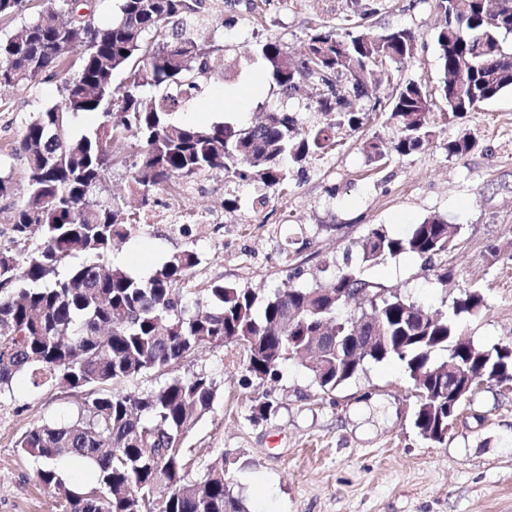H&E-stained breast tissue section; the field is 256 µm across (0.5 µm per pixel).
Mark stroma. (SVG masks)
Returning <instances> with one entry per match:
<instances>
[{
    "label": "stroma",
    "instance_id": "35a3bbf8",
    "mask_svg": "<svg viewBox=\"0 0 512 512\" xmlns=\"http://www.w3.org/2000/svg\"><path fill=\"white\" fill-rule=\"evenodd\" d=\"M376 2L374 28L405 27L418 37L402 79L436 85L435 0ZM203 6L213 22L200 34L222 37L225 51L211 61L206 103L190 112L193 121L224 111L229 89L240 94L232 112L238 119L282 105L299 108L305 94L283 97L270 89L260 64H248L256 41L276 37L297 57L310 28L340 25L349 12L348 0H326L321 7L315 0H270L259 16L243 4L219 8L203 0ZM57 86L51 80L32 90L0 92V148L18 141L25 121L57 99ZM383 122L373 116L364 133H352L334 153L291 167L287 198L269 197L258 211L224 204L234 195H255L252 183L195 177L183 211L211 218L206 232L194 224H142L113 249L107 264L119 267L128 258L154 268L168 254L190 248L201 262L189 285L199 290L224 282L265 292L288 284L296 266L304 270L300 285L312 286L332 279V261L354 249L370 225L403 235L437 215L462 227L459 248L444 259L447 284L411 255L368 269V277L433 308L480 289L486 308L465 318L463 331L481 346L512 345V91L461 118L438 120L427 149L376 166L362 153L360 139L384 133ZM464 133L475 147L448 155V141ZM293 236L306 239L308 248L285 252ZM201 369L215 374L221 396L185 442L191 476L200 478L211 460L223 457L249 512H512V389L504 385L481 384L445 441L435 444L414 427L416 392L395 360L365 363L329 394L293 361L263 387L246 385L232 343L200 349L180 372ZM266 394L275 400V412L253 418L255 401ZM79 399L65 387L33 389L23 375L0 396V512H61L55 490L38 479L36 461L15 443L35 425L68 417Z\"/></svg>",
    "mask_w": 512,
    "mask_h": 512
}]
</instances>
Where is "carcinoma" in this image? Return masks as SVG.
<instances>
[{
  "mask_svg": "<svg viewBox=\"0 0 512 512\" xmlns=\"http://www.w3.org/2000/svg\"><path fill=\"white\" fill-rule=\"evenodd\" d=\"M30 2L0 0V19L16 22L0 34V87L34 89L76 72L61 80L58 100L25 121L6 152L24 160L26 186L22 203L10 206V232L35 246L0 249V395L18 374L35 389L81 393L68 420L35 425L16 441L42 463L38 478L57 490L64 512H153L160 488L168 491L161 512H248L224 460L189 478L185 441L213 410L217 379L201 371L174 375L158 388L125 387L181 367L200 343L238 345L248 379L260 383L297 361L325 394L369 361L396 359L417 392L414 427L436 443L448 435L451 392L461 388L469 396L483 382L512 379V347L478 346L460 328L462 317L485 308L482 292H465L449 310L426 309L385 293L365 274L410 254L447 284L440 259L460 244L462 227L437 215L402 236L374 224L360 241L359 263L338 269L330 283L289 285L262 299L249 288L214 283L209 300L190 307L192 289L183 283L199 259L188 249L146 278L102 263L155 204V189L176 177L222 175L283 193L290 165L334 150L342 132L364 128L377 113L389 133L362 142L370 161L424 149L436 135L437 102L460 117L512 91V53L501 41L512 34V0H495L488 13L483 0H436L444 22L434 33L441 60L434 88L401 80L400 65L417 51L416 34L371 31L366 22L378 7L361 0H351L343 27L311 29L301 57L267 37L248 62L260 60L284 96L308 86L305 109L314 118L275 110L240 125L176 118L202 102L210 61L224 54V45L199 37L209 22L202 0H116L106 24L91 0H46L33 15ZM381 87L391 94L360 105ZM85 114L98 123L78 135L74 122ZM474 146L464 133L448 142V153ZM125 163L135 213L91 199L108 171ZM75 253L94 260L60 275ZM358 326L363 350L354 357L346 337ZM67 458L90 465L96 486L66 485L56 463Z\"/></svg>",
  "mask_w": 512,
  "mask_h": 512,
  "instance_id": "obj_1",
  "label": "carcinoma"
}]
</instances>
